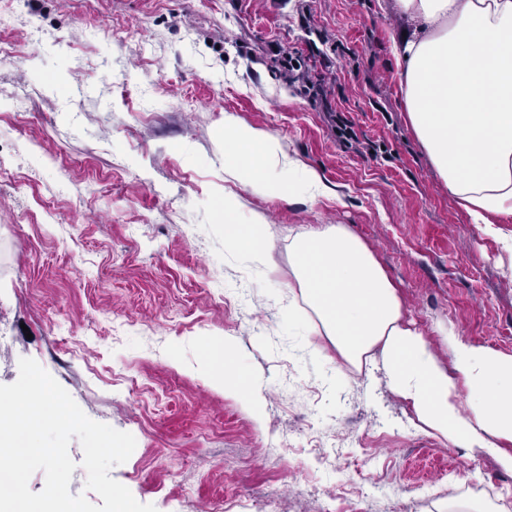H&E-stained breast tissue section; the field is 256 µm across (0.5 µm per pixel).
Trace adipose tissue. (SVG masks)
Instances as JSON below:
<instances>
[{
	"mask_svg": "<svg viewBox=\"0 0 512 512\" xmlns=\"http://www.w3.org/2000/svg\"><path fill=\"white\" fill-rule=\"evenodd\" d=\"M412 31L395 45L409 122L448 194L473 223L512 217V0H394ZM224 167L259 197L316 200L315 170L273 135L224 116ZM224 241L250 266L274 271L263 214L224 197ZM288 314L309 307L323 336L353 366L371 361L409 403L423 430L482 449L512 469V356L447 337L450 365L404 317L397 288L374 252L342 224L288 229ZM211 357L224 391L262 419L264 397L236 373L231 348Z\"/></svg>",
	"mask_w": 512,
	"mask_h": 512,
	"instance_id": "obj_1",
	"label": "adipose tissue"
}]
</instances>
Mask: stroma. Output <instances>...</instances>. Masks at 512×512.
<instances>
[{"label": "stroma", "mask_w": 512, "mask_h": 512, "mask_svg": "<svg viewBox=\"0 0 512 512\" xmlns=\"http://www.w3.org/2000/svg\"><path fill=\"white\" fill-rule=\"evenodd\" d=\"M0 16V384L34 359L131 433L110 475L157 512L512 508V470L424 432L381 371L337 367L285 308L289 226L343 224L440 360L450 330L512 355V219L472 223L433 170L390 0H0ZM228 113L328 195L225 180ZM228 190L277 238L271 277L224 243ZM226 339L264 422L211 377L204 348Z\"/></svg>", "instance_id": "obj_1"}]
</instances>
